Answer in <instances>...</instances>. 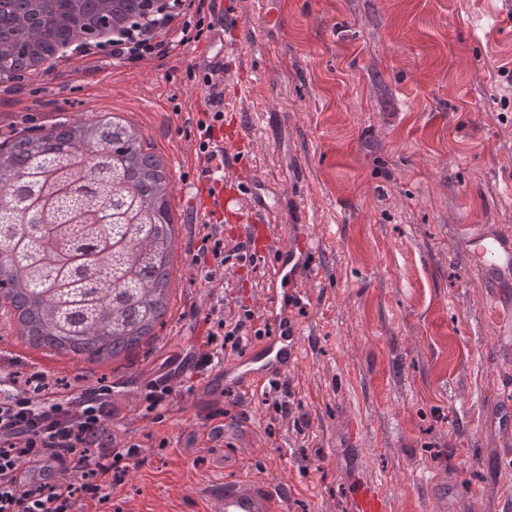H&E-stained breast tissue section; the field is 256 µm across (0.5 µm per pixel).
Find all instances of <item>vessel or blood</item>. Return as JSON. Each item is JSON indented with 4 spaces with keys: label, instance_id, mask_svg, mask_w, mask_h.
<instances>
[{
    "label": "vessel or blood",
    "instance_id": "obj_1",
    "mask_svg": "<svg viewBox=\"0 0 512 512\" xmlns=\"http://www.w3.org/2000/svg\"><path fill=\"white\" fill-rule=\"evenodd\" d=\"M209 49L194 57L198 71L207 74L208 92L224 90L231 72L224 66V57L233 52V43L224 39V32L238 28L234 0H210ZM215 141L224 149L223 174L204 173L202 157L188 161L186 168L195 173L193 181L184 182L186 190H200L201 196L187 221L196 234H203L207 224L232 216L241 224L252 243L256 259L269 265L268 283L262 315L269 322V335L251 338L241 352L226 355L213 367L210 392L224 388H245L248 385L287 376L289 369L302 357L306 345L304 333L293 324L278 304L281 298L301 301L302 289L318 249L310 237L295 232L262 200L260 191L265 182L254 166L246 162L254 150L252 139L242 128L231 135L216 131ZM473 263L491 283L512 279V241L499 235L478 232L471 239ZM203 512H286L284 497L278 496L267 482L240 475L204 487ZM391 500L381 484L359 483L350 496L348 512H391Z\"/></svg>",
    "mask_w": 512,
    "mask_h": 512
}]
</instances>
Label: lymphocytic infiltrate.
I'll list each match as a JSON object with an SVG mask.
<instances>
[{
  "label": "lymphocytic infiltrate",
  "mask_w": 512,
  "mask_h": 512,
  "mask_svg": "<svg viewBox=\"0 0 512 512\" xmlns=\"http://www.w3.org/2000/svg\"><path fill=\"white\" fill-rule=\"evenodd\" d=\"M183 3L172 0V12L132 24L120 38L82 46L79 57L138 62L160 54L168 45L162 34ZM223 125L221 103L211 99L196 124L195 142L207 168L219 171L224 168V150L215 145L214 132ZM249 258L246 244L225 245L224 227L216 223L201 236L193 261L212 281L230 260L243 263ZM212 313L207 322L209 349L196 365L200 371L223 354L239 351L245 333L253 329L255 314L248 307L228 317L219 302ZM72 389L71 383L43 370L0 374V512H76L82 499L107 504L109 490L121 482L128 461L139 458L140 446L117 440L109 428L112 384L101 380L77 395ZM34 459L41 465L38 474L29 481L17 479L19 469Z\"/></svg>",
  "instance_id": "1"
}]
</instances>
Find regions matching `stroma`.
<instances>
[{
    "mask_svg": "<svg viewBox=\"0 0 512 512\" xmlns=\"http://www.w3.org/2000/svg\"><path fill=\"white\" fill-rule=\"evenodd\" d=\"M244 25L225 58L252 92L224 90V114L253 126L250 159L277 211L300 215L318 247L303 303L288 316L311 354L251 395L185 370L162 422L120 438L144 449L108 512H201L191 483L260 472L288 512H347L354 485L383 484L393 512H512V288L489 287L471 236L512 239V0H271L268 22L237 0ZM206 39L136 63L102 56L57 65L0 99L1 112L45 100L90 114L138 117L153 149L194 146L183 111L188 72ZM264 271L232 267L231 305L259 311ZM184 263L173 297L182 328L107 369L117 391L144 392L176 353L199 351L214 304ZM36 366L76 381L80 369L0 336V371ZM190 418L178 409L189 402ZM227 411L224 444L205 416Z\"/></svg>",
    "mask_w": 512,
    "mask_h": 512,
    "instance_id": "1",
    "label": "stroma"
}]
</instances>
